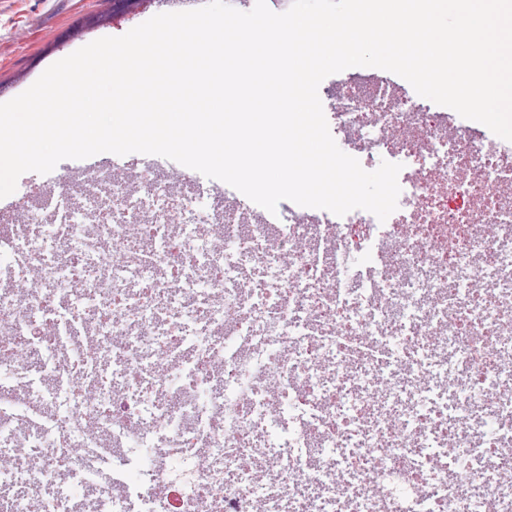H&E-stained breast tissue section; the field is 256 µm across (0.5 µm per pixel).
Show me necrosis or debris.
<instances>
[{"mask_svg":"<svg viewBox=\"0 0 512 512\" xmlns=\"http://www.w3.org/2000/svg\"><path fill=\"white\" fill-rule=\"evenodd\" d=\"M340 102L402 222L242 225L89 168L0 223V512H512V146Z\"/></svg>","mask_w":512,"mask_h":512,"instance_id":"1","label":"necrosis or debris"}]
</instances>
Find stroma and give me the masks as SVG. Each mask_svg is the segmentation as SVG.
Returning a JSON list of instances; mask_svg holds the SVG:
<instances>
[{"label": "stroma", "mask_w": 512, "mask_h": 512, "mask_svg": "<svg viewBox=\"0 0 512 512\" xmlns=\"http://www.w3.org/2000/svg\"><path fill=\"white\" fill-rule=\"evenodd\" d=\"M173 9L174 0H143L130 10L112 8L110 0H0V103L24 92L50 65L84 45L123 35ZM91 162L106 171L117 166L137 176L151 169L162 182L170 180L168 159L157 155L101 153ZM72 165L68 159L49 174H23L15 192L0 199V208L10 209L54 189Z\"/></svg>", "instance_id": "obj_1"}]
</instances>
